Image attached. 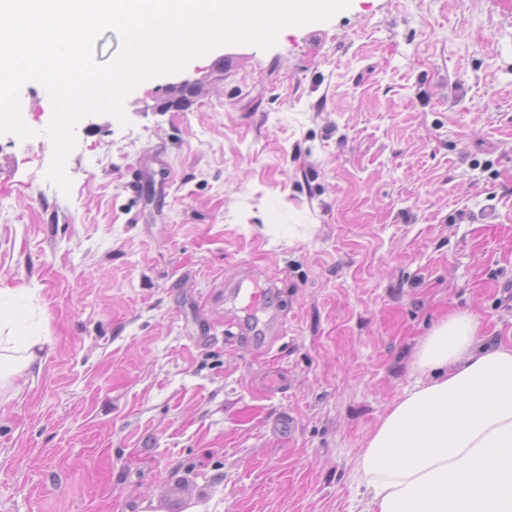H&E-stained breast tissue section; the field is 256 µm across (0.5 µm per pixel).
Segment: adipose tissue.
<instances>
[{"label": "adipose tissue", "instance_id": "1", "mask_svg": "<svg viewBox=\"0 0 512 512\" xmlns=\"http://www.w3.org/2000/svg\"><path fill=\"white\" fill-rule=\"evenodd\" d=\"M27 289L0 284V392L44 340L26 328ZM417 384L394 403L354 465L365 512H512V345L487 342L470 312L419 343Z\"/></svg>", "mask_w": 512, "mask_h": 512}]
</instances>
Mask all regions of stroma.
Segmentation results:
<instances>
[{
    "mask_svg": "<svg viewBox=\"0 0 512 512\" xmlns=\"http://www.w3.org/2000/svg\"><path fill=\"white\" fill-rule=\"evenodd\" d=\"M238 63L217 72L216 61ZM184 78L192 104L155 106ZM0 134V281L41 363L0 398V512H361L360 448L430 324L512 340V0H349L139 81L127 124ZM261 268L280 337L224 280Z\"/></svg>",
    "mask_w": 512,
    "mask_h": 512,
    "instance_id": "obj_1",
    "label": "stroma"
}]
</instances>
